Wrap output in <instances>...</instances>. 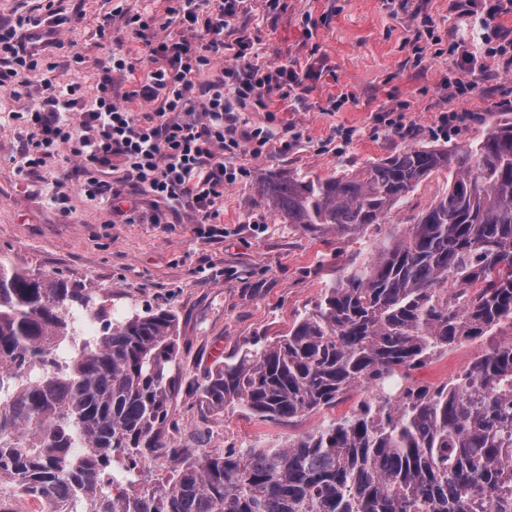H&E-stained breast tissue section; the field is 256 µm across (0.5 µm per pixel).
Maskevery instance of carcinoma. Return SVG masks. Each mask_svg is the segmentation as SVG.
Returning a JSON list of instances; mask_svg holds the SVG:
<instances>
[{
	"label": "carcinoma",
	"mask_w": 512,
	"mask_h": 512,
	"mask_svg": "<svg viewBox=\"0 0 512 512\" xmlns=\"http://www.w3.org/2000/svg\"><path fill=\"white\" fill-rule=\"evenodd\" d=\"M443 170L448 193L286 335L188 381L208 413L240 406L289 423L404 377L398 400H364L283 448L199 453L166 438L171 310L110 320L101 307L95 344L55 367L83 289L0 260V383L19 380L0 399V482L43 512L67 495L74 512H512V341L440 386L412 378L443 348L512 329V119L464 148L409 146L358 172L270 178L261 192L288 224L349 233ZM159 448L173 462L165 481L128 477L109 492L112 471L139 470Z\"/></svg>",
	"instance_id": "cac0c4a2"
}]
</instances>
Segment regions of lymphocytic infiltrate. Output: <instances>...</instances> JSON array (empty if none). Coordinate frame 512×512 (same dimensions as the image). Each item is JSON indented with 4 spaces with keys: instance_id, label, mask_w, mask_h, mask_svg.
<instances>
[{
    "instance_id": "f902f5d3",
    "label": "lymphocytic infiltrate",
    "mask_w": 512,
    "mask_h": 512,
    "mask_svg": "<svg viewBox=\"0 0 512 512\" xmlns=\"http://www.w3.org/2000/svg\"><path fill=\"white\" fill-rule=\"evenodd\" d=\"M243 2L171 0L167 12L179 21L181 36L157 39L149 48L145 83L119 98L112 94V74L133 69L124 55L112 53L101 61L99 81L89 94L77 84L59 85L53 63L19 41L18 30L57 16L55 0H45L43 15L21 14L13 27L0 28V88L18 96L31 77L41 78L39 101L14 115L26 133L27 168L36 171L65 147L83 173L78 188H71L66 172L57 182L54 200L63 217L72 213L76 190L88 200L108 201L112 217L125 224L136 220L135 207L126 203L130 194L161 202L151 223H168L188 210L196 223L212 224L225 187L243 173L238 155L259 156L271 146L285 154L296 147L301 134L295 125L276 137L248 127L241 115L250 106L268 108L272 98L299 101L310 91L307 70L298 61L261 68L245 61L253 47L248 35L225 42L224 31ZM481 40L485 59L456 80V96H469L486 80V60H494L502 73L512 72V34L490 25ZM228 50L234 64L218 67ZM209 69L213 77L201 80Z\"/></svg>"
}]
</instances>
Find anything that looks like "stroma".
<instances>
[{
	"label": "stroma",
	"instance_id": "1",
	"mask_svg": "<svg viewBox=\"0 0 512 512\" xmlns=\"http://www.w3.org/2000/svg\"><path fill=\"white\" fill-rule=\"evenodd\" d=\"M495 0H483L468 16L450 11L448 0H281L269 13L266 0H248L232 20L246 29L254 48L247 62L266 65L299 58L311 69L306 104L294 109L274 101L269 110H246L253 127L281 132L295 123L298 146L281 154L237 159L244 170L225 187L218 227L195 223L184 213L172 224H152L151 197L136 198L140 217L132 224L109 223L106 206L73 195L71 217L59 215L52 192L65 157L51 160L38 173L21 172L23 141L12 119L41 96L39 79L27 93L0 90V258L30 274L78 283L89 296V309L135 314L148 307L174 310L178 318L179 362L173 377L203 375L248 347L285 335L296 318L313 310L326 288L344 272L371 263L384 244L400 236L412 218L448 191V172L423 181L386 217L352 233L310 234L284 223L260 196L265 180L288 173L326 179L357 171L412 145L457 148L480 136L491 123L512 118V73L480 85L466 98H455L453 84L467 71L462 54L450 43L465 39L466 51L483 56L471 37ZM118 0H58L62 13L83 21L64 30L55 47L47 27L32 29L28 40L42 46L56 66L60 84L94 90L97 63L111 45L100 39L97 23ZM433 22L434 40H415L422 18ZM465 51V52H466ZM82 62H74V53ZM342 93L352 101L333 107ZM402 108L413 133L403 139L377 126L375 112ZM454 108L471 118L458 129L440 127V110ZM354 129L343 143L338 128ZM490 339L480 336L450 346L415 371L416 380L435 386L455 377ZM363 390L335 407L300 416L293 425L263 421L242 410L202 415L195 397L176 391V428L168 437L181 448H281L289 438L323 427L356 410Z\"/></svg>",
	"mask_w": 512,
	"mask_h": 512
}]
</instances>
